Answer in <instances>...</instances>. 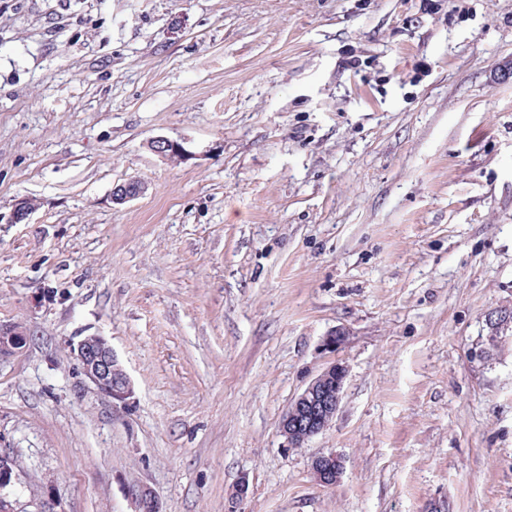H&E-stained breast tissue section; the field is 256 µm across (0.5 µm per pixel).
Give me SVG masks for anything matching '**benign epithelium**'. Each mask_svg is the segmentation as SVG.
Segmentation results:
<instances>
[{
  "label": "benign epithelium",
  "mask_w": 512,
  "mask_h": 512,
  "mask_svg": "<svg viewBox=\"0 0 512 512\" xmlns=\"http://www.w3.org/2000/svg\"><path fill=\"white\" fill-rule=\"evenodd\" d=\"M151 150L170 161H180L187 155L182 143L165 137H156L150 143ZM144 187L138 181H128L112 189V202L124 204L138 197ZM512 320V309L496 308L486 313V324L500 326ZM29 332L26 327L0 324V357L19 352L27 344ZM345 329L338 328L323 340L324 350L334 353L345 342ZM84 375L106 396L125 401L133 394V387L122 365L112 351L108 339L99 334L84 336L71 345ZM347 378L344 365L334 362L312 380L298 395L280 421V432L289 447L296 441H306L324 431L338 411ZM13 452L0 451V490L11 488L19 481L20 473L12 467ZM316 480L324 487L339 483L344 473V458L335 452H323L312 461ZM135 512H161L155 492L148 487L129 489Z\"/></svg>",
  "instance_id": "benign-epithelium-1"
}]
</instances>
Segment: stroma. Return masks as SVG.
<instances>
[{"label":"stroma","instance_id":"1","mask_svg":"<svg viewBox=\"0 0 512 512\" xmlns=\"http://www.w3.org/2000/svg\"><path fill=\"white\" fill-rule=\"evenodd\" d=\"M511 63L512 0H0V323L31 332L0 360L15 495L512 512V335L474 355L512 307ZM93 333L130 399L82 374ZM335 361V417L288 448ZM150 147L154 153L170 161H181L187 155L182 143L165 137L154 138ZM347 373L344 365L334 362L294 399L279 424L289 447H302L328 427L338 411ZM298 440L304 442L296 447ZM311 466L316 480L324 487L339 483L345 469L344 458L332 451L316 455ZM131 499L134 501L135 512H160L161 505L155 492L148 487H132L128 491Z\"/></svg>","mask_w":512,"mask_h":512}]
</instances>
